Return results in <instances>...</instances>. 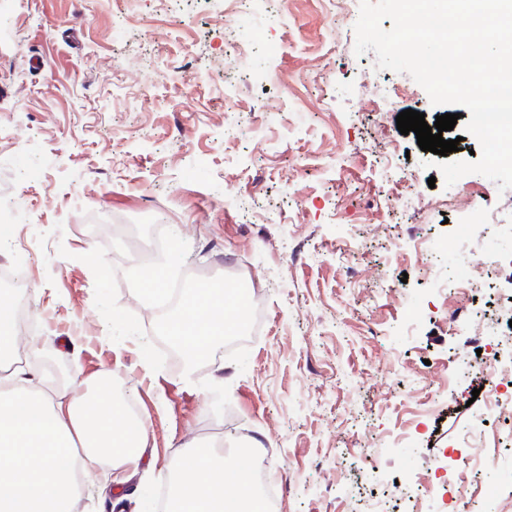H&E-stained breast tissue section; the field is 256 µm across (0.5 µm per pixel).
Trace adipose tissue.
<instances>
[{"label": "adipose tissue", "instance_id": "1", "mask_svg": "<svg viewBox=\"0 0 512 512\" xmlns=\"http://www.w3.org/2000/svg\"><path fill=\"white\" fill-rule=\"evenodd\" d=\"M148 441L143 423L102 375L42 389L26 369L0 378V512H76L95 471L136 467ZM173 512H265L250 470L212 448L173 451Z\"/></svg>", "mask_w": 512, "mask_h": 512}]
</instances>
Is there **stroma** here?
I'll return each instance as SVG.
<instances>
[{
	"label": "stroma",
	"instance_id": "stroma-1",
	"mask_svg": "<svg viewBox=\"0 0 512 512\" xmlns=\"http://www.w3.org/2000/svg\"><path fill=\"white\" fill-rule=\"evenodd\" d=\"M344 9L257 0L241 20L232 0H0V200L14 218L0 260L25 258L50 351L27 367L49 387L59 363L71 377L111 370L148 431L136 472L119 484L99 472L81 512L115 496L120 512H153L175 482L174 445L191 440L230 461L260 443L277 512H370L378 500L418 512L387 489L435 476L468 431L496 464L457 512H481L491 486L512 500V419L473 426L484 379L464 320L479 304L512 349V277L494 292L474 271L473 297L445 285L463 262L456 225H476L473 256L512 245V189L470 174L490 207H447L433 153L396 123L431 108L427 92L376 69L374 52L356 55L353 22H332ZM384 82L403 88L395 104ZM155 216L187 242L185 266L252 270L261 311L246 369L223 355L190 379L180 363L148 374L137 339L108 340L80 256L106 247L118 305L142 315L124 273L134 221Z\"/></svg>",
	"mask_w": 512,
	"mask_h": 512
}]
</instances>
